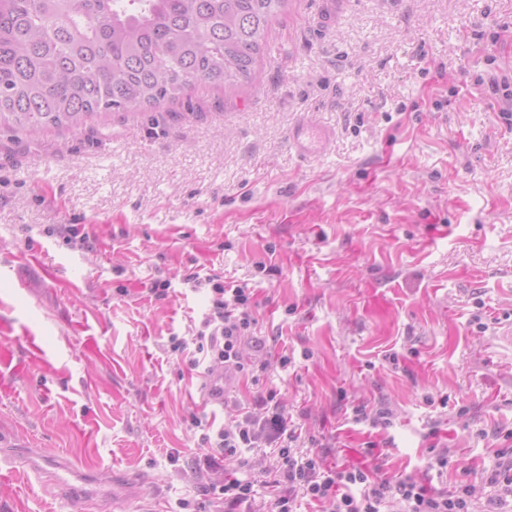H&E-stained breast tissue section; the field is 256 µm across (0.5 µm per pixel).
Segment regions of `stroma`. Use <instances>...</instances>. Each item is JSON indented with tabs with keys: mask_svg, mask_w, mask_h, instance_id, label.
<instances>
[{
	"mask_svg": "<svg viewBox=\"0 0 512 512\" xmlns=\"http://www.w3.org/2000/svg\"><path fill=\"white\" fill-rule=\"evenodd\" d=\"M506 75L512 0H287L235 94L0 128V455L112 473L99 512H204L194 420L217 407L169 347L208 306L197 272L253 288L226 385L275 391L293 454L448 491L490 466L512 448ZM301 123L333 130L320 156ZM0 512L69 506L5 464ZM292 139L301 154L312 157L325 150L331 136L319 125H302L293 132Z\"/></svg>",
	"mask_w": 512,
	"mask_h": 512,
	"instance_id": "1",
	"label": "stroma"
}]
</instances>
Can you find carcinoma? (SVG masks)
<instances>
[{
    "label": "carcinoma",
    "instance_id": "cac0c4a2",
    "mask_svg": "<svg viewBox=\"0 0 512 512\" xmlns=\"http://www.w3.org/2000/svg\"><path fill=\"white\" fill-rule=\"evenodd\" d=\"M287 0H0V127L78 128L248 82Z\"/></svg>",
    "mask_w": 512,
    "mask_h": 512
}]
</instances>
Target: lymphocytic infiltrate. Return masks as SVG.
Masks as SVG:
<instances>
[{
	"label": "lymphocytic infiltrate",
	"instance_id": "lymphocytic-infiltrate-1",
	"mask_svg": "<svg viewBox=\"0 0 512 512\" xmlns=\"http://www.w3.org/2000/svg\"><path fill=\"white\" fill-rule=\"evenodd\" d=\"M194 289L206 291L209 308L194 328L191 339L171 337L170 348L183 356L190 368L201 369L202 388L210 402L222 406L229 421L214 433L203 434L198 471L212 475V512H253L254 480L241 479L225 468L242 449L278 443L280 460L266 469L264 484L273 488L275 512H293L298 497L330 502V512H499L512 500V448L499 449L494 464L475 473L490 493L477 505L470 484L453 492L437 491L425 480L408 477L397 482H372L368 470L350 466L335 469L314 456H295L288 444L294 430L280 406L270 397H258L254 407L242 406L224 395V377L244 372L242 345L256 319L253 293L247 284L225 281L223 276L196 273L187 277Z\"/></svg>",
	"mask_w": 512,
	"mask_h": 512
}]
</instances>
